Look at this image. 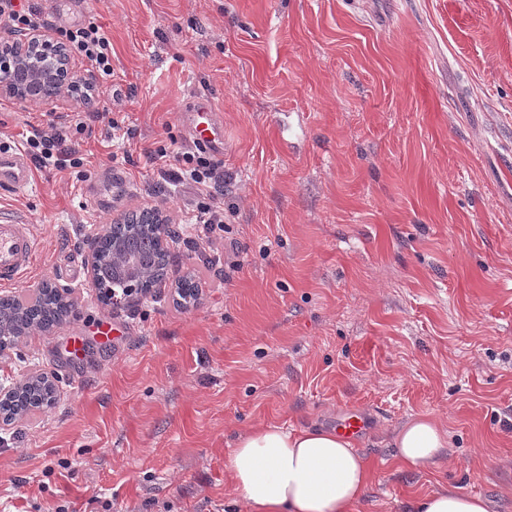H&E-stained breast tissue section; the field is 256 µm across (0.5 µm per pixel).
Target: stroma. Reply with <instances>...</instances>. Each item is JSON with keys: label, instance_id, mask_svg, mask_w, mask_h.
I'll return each instance as SVG.
<instances>
[{"label": "stroma", "instance_id": "stroma-1", "mask_svg": "<svg viewBox=\"0 0 512 512\" xmlns=\"http://www.w3.org/2000/svg\"><path fill=\"white\" fill-rule=\"evenodd\" d=\"M29 2L103 27L96 106L124 137L74 134L82 166L0 195L40 242L9 294L52 281L81 312L0 363L61 393L0 446V512H233L237 435L331 429L340 404L370 416L357 512L444 487L512 512V0ZM195 94L224 115L228 229L207 262L175 246L194 303L170 281L114 315L87 276L86 228L145 207L173 228L192 216L194 188L159 186L146 153L190 151ZM79 110L0 98V139ZM291 115L301 127L281 134ZM418 415L444 424L448 453L403 470L388 438Z\"/></svg>", "mask_w": 512, "mask_h": 512}]
</instances>
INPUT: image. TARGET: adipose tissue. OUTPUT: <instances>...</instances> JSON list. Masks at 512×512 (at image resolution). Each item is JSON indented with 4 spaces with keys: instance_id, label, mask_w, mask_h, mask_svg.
<instances>
[{
    "instance_id": "adipose-tissue-1",
    "label": "adipose tissue",
    "mask_w": 512,
    "mask_h": 512,
    "mask_svg": "<svg viewBox=\"0 0 512 512\" xmlns=\"http://www.w3.org/2000/svg\"><path fill=\"white\" fill-rule=\"evenodd\" d=\"M391 444L399 464L419 469L445 455L448 432L432 417L418 416L392 431ZM226 470L230 494L245 512H356L372 477L354 441L338 431L265 423L238 436ZM490 510L486 497L447 487L408 504V512Z\"/></svg>"
}]
</instances>
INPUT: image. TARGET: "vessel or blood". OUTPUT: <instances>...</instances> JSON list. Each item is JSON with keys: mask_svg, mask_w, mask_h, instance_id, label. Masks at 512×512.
<instances>
[{"mask_svg": "<svg viewBox=\"0 0 512 512\" xmlns=\"http://www.w3.org/2000/svg\"><path fill=\"white\" fill-rule=\"evenodd\" d=\"M190 141L211 156L223 157L224 119L204 96L193 97L182 114ZM34 183L32 161L15 142L0 140V191H22ZM39 253V243L29 224L18 217L0 216V284L15 285L25 279ZM369 417L363 410L342 408L336 427L355 438L366 431Z\"/></svg>", "mask_w": 512, "mask_h": 512, "instance_id": "b4317fda", "label": "vessel or blood"}]
</instances>
